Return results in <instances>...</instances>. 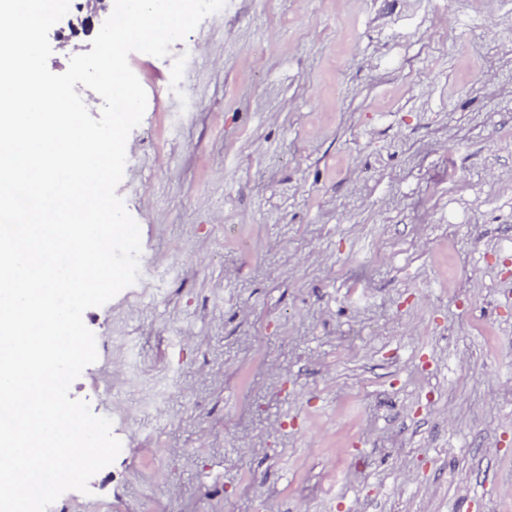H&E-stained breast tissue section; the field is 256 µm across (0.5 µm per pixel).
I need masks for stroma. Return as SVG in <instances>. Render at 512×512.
<instances>
[{
    "instance_id": "obj_1",
    "label": "stroma",
    "mask_w": 512,
    "mask_h": 512,
    "mask_svg": "<svg viewBox=\"0 0 512 512\" xmlns=\"http://www.w3.org/2000/svg\"><path fill=\"white\" fill-rule=\"evenodd\" d=\"M128 63L157 287L83 314L122 449L48 512H512V0H226Z\"/></svg>"
}]
</instances>
